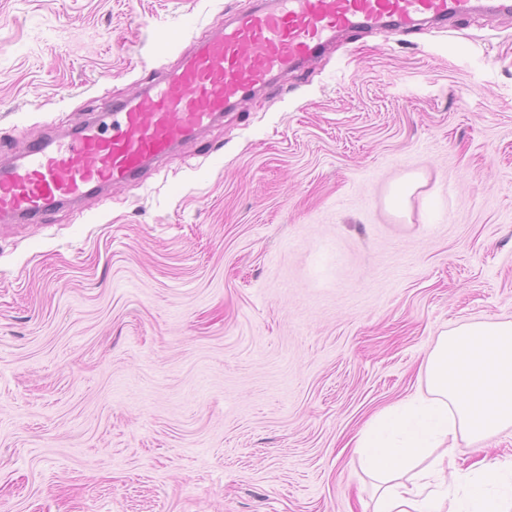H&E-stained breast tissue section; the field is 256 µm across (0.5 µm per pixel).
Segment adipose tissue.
I'll use <instances>...</instances> for the list:
<instances>
[{
	"mask_svg": "<svg viewBox=\"0 0 512 512\" xmlns=\"http://www.w3.org/2000/svg\"><path fill=\"white\" fill-rule=\"evenodd\" d=\"M427 391L387 409L355 452L375 480L373 512H512V483L496 463L459 467L456 438L512 426V322L443 333L425 366Z\"/></svg>",
	"mask_w": 512,
	"mask_h": 512,
	"instance_id": "obj_1",
	"label": "adipose tissue"
}]
</instances>
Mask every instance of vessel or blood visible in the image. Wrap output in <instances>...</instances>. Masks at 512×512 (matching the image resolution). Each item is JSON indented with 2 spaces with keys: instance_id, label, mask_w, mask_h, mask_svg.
Masks as SVG:
<instances>
[{
  "instance_id": "obj_1",
  "label": "vessel or blood",
  "mask_w": 512,
  "mask_h": 512,
  "mask_svg": "<svg viewBox=\"0 0 512 512\" xmlns=\"http://www.w3.org/2000/svg\"><path fill=\"white\" fill-rule=\"evenodd\" d=\"M493 8L492 0H253L207 34L177 71L113 106L111 133L93 116L65 143L41 141L0 166V217L33 222L57 204L160 172L184 142L275 76L312 64L341 34L390 35Z\"/></svg>"
}]
</instances>
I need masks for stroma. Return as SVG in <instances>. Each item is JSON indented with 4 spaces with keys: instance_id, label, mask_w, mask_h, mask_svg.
<instances>
[{
    "instance_id": "stroma-1",
    "label": "stroma",
    "mask_w": 512,
    "mask_h": 512,
    "mask_svg": "<svg viewBox=\"0 0 512 512\" xmlns=\"http://www.w3.org/2000/svg\"><path fill=\"white\" fill-rule=\"evenodd\" d=\"M249 3L0 0V164ZM501 322L512 14L341 36L144 183L0 223V512H363L349 441ZM456 453L512 468V427Z\"/></svg>"
}]
</instances>
